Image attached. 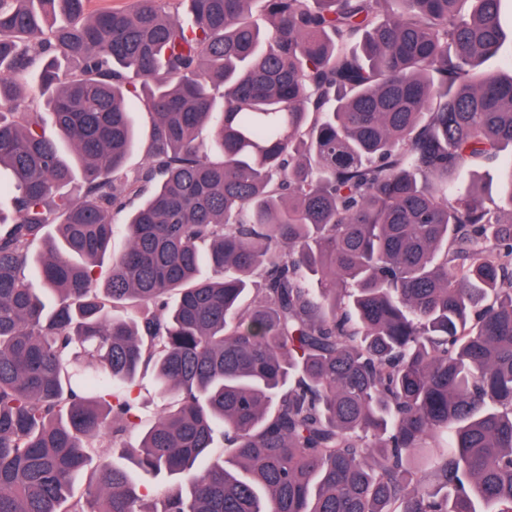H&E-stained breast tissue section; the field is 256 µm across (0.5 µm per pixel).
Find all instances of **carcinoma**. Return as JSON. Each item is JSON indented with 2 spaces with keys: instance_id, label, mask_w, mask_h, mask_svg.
I'll return each mask as SVG.
<instances>
[{
  "instance_id": "1",
  "label": "carcinoma",
  "mask_w": 512,
  "mask_h": 512,
  "mask_svg": "<svg viewBox=\"0 0 512 512\" xmlns=\"http://www.w3.org/2000/svg\"><path fill=\"white\" fill-rule=\"evenodd\" d=\"M161 2L0 0V512H512V0ZM132 115L141 141L138 147L128 155L126 166L129 169H136L142 166L144 162V148L141 147V145L144 143L143 140L146 139L150 130L151 115L143 106L139 107L135 112H132ZM504 169L493 163L473 162L465 173L474 191L483 198H498L501 193ZM140 385L139 414L142 417L143 425L146 426L154 421L156 412L163 403V398L155 392L150 374L142 377Z\"/></svg>"
}]
</instances>
